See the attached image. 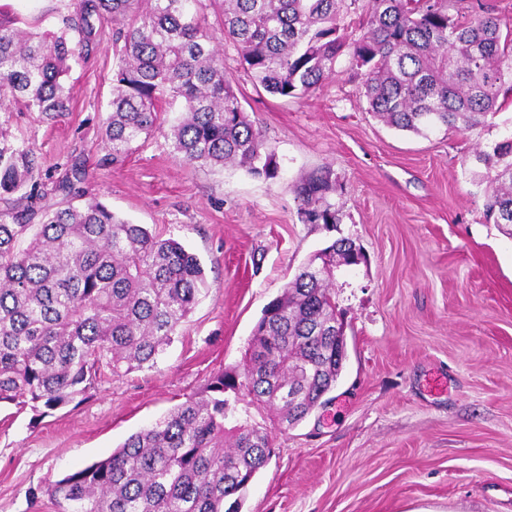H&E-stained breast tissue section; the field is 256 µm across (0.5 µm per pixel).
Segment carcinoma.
<instances>
[{
    "instance_id": "1",
    "label": "carcinoma",
    "mask_w": 512,
    "mask_h": 512,
    "mask_svg": "<svg viewBox=\"0 0 512 512\" xmlns=\"http://www.w3.org/2000/svg\"><path fill=\"white\" fill-rule=\"evenodd\" d=\"M253 83L298 98L335 74L349 51L364 70L367 111L398 130H470L512 94V24L483 3L448 13L449 0H367L363 34L340 35L346 0H209ZM202 0H77L62 26L42 29L0 4V112L69 110L72 64L111 33L116 64L102 140L112 160L131 155L165 123L175 152L204 167L238 164L276 175L274 153L245 112ZM486 209L512 226V133L479 150ZM40 155L0 123V402L55 410L83 400L105 369L152 367L188 318L205 284L200 258L178 240L133 224L103 203L83 206L72 176L35 180ZM325 171L300 181L309 224L336 223ZM350 241L324 248L317 272L299 269L264 308L242 364L109 457L39 488L56 512H241L246 491L272 455L271 431L235 417L241 400L274 413L286 431L336 384L343 361L332 339L330 289ZM302 391L296 403L288 390Z\"/></svg>"
}]
</instances>
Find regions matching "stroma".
Returning <instances> with one entry per match:
<instances>
[{
	"label": "stroma",
	"instance_id": "obj_1",
	"mask_svg": "<svg viewBox=\"0 0 512 512\" xmlns=\"http://www.w3.org/2000/svg\"><path fill=\"white\" fill-rule=\"evenodd\" d=\"M277 174L203 168L155 133L124 163L100 137L116 58L92 45L57 122L0 112L42 156L39 179L80 165V188L199 255L206 289L152 369L104 375L90 397L39 415L0 404V512H54L32 491L111 455L241 362L264 306L338 239L364 258L336 269L347 357L328 402L279 433L242 512H512V236L486 216L477 146L512 126V103L471 131L421 136L368 112L349 55L301 99L255 88L212 26ZM328 170L335 224H308L295 184Z\"/></svg>",
	"mask_w": 512,
	"mask_h": 512
}]
</instances>
